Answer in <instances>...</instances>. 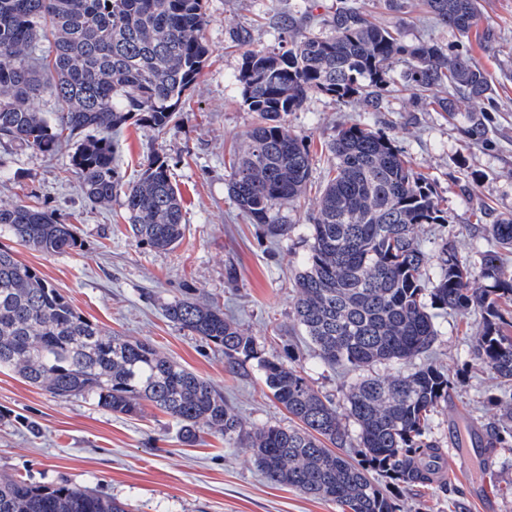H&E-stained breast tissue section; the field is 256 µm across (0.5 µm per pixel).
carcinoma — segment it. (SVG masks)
<instances>
[{
	"mask_svg": "<svg viewBox=\"0 0 512 512\" xmlns=\"http://www.w3.org/2000/svg\"><path fill=\"white\" fill-rule=\"evenodd\" d=\"M426 12L460 35L473 27L480 0H423ZM203 0H0V139L54 153L60 134L95 131L71 157L84 197L95 205L124 195L128 230L138 242L168 251L183 239L181 195L166 161L150 156L139 177L120 181L109 134L131 119L158 133L175 126L185 93L207 53ZM328 33L304 31L288 19V38L272 50L248 49L236 75L242 105L257 115L229 174L240 212L267 236L286 238L278 207L296 203L311 182L313 159L284 117L314 93L339 103L381 107L399 66L405 89L448 96L437 111L490 99L492 80L474 59L438 43L408 44L354 0H336ZM52 97L55 112L32 101ZM472 144L485 140L482 113L468 116ZM325 175L310 224V244L295 275L294 316L331 367L363 370L414 359L421 366L392 377L366 375L349 388L344 407L311 387L301 371L273 356L261 378L295 427L246 428L211 382L170 360L150 343L119 336L85 318L41 273L0 248V367L14 369L52 397H83L115 414L135 416L142 402L171 416L186 441L205 427L229 448H246L273 485L331 500L346 512H397L378 477L404 486L434 481L444 458L432 432L457 381L432 358L438 312L480 314L472 354L498 380L494 401L505 413L490 427L493 448L512 447V214L487 225L491 247L474 263L440 237L431 251L415 229L449 223L432 183L393 141L360 123L328 142ZM47 255L78 246L74 225L24 205L0 208V234ZM436 274L428 275L431 259ZM493 282L475 286L476 273ZM167 319L224 352L235 371L255 353L253 337L214 303L179 299ZM356 426L351 443L343 420ZM0 512H129L127 504L68 482L36 485L0 478Z\"/></svg>",
	"mask_w": 512,
	"mask_h": 512,
	"instance_id": "obj_1",
	"label": "carcinoma"
}]
</instances>
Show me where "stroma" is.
Returning <instances> with one entry per match:
<instances>
[{
	"instance_id": "obj_1",
	"label": "stroma",
	"mask_w": 512,
	"mask_h": 512,
	"mask_svg": "<svg viewBox=\"0 0 512 512\" xmlns=\"http://www.w3.org/2000/svg\"><path fill=\"white\" fill-rule=\"evenodd\" d=\"M406 2L399 12L379 8L375 0H364V6L378 21L400 25L406 43L463 44L491 74V100L462 104L447 120L404 91L388 93L376 112L363 111L356 101L340 105L313 94L286 123L313 154L317 182L330 164L326 144L339 124L366 123L393 137L412 167L433 181L452 226L449 243L474 259L491 245L486 225L496 215L512 214V0H480L481 16L465 40L436 23L421 0ZM335 3L204 0L208 56L180 122L162 138L141 122L127 124L117 136L122 181L136 179L148 155L159 154L169 164L187 225L174 250L157 251L129 235L123 195L105 206L83 197L70 166L81 135L69 137L52 155L0 141V159L8 168L0 176V207L25 204L52 212L61 223L77 226L81 242L55 255L21 247L18 259L88 319L151 342L211 381L249 428L289 424L287 411L262 383L256 359L228 370L222 351L167 320L163 307L186 296L217 302L254 338L259 357L280 356L334 401L356 380V372L322 363L293 315L294 277L308 251L315 192L301 204L280 206V222L293 230L273 239L240 214L227 189L233 150L257 121L241 104L235 76L244 49L234 33L248 29L252 48H274L288 19L312 17V31L322 32L321 20ZM475 109L484 110L488 130L477 146L465 134L466 114ZM479 321L475 313L439 316L433 348L438 364L459 383L452 403L463 410L457 417L439 410L433 432L457 447L471 446V472L465 478L450 472L441 483L410 488L383 480L398 512H481L470 489L482 482L493 493L494 512H512V449L483 442L498 408L491 401L496 382L471 352ZM18 476L37 485L66 480L127 503L131 512H341L335 502L270 484L249 453L225 447L210 432L186 445L172 418L152 405H144L138 417L115 415L81 397L53 398L0 367V477Z\"/></svg>"
}]
</instances>
